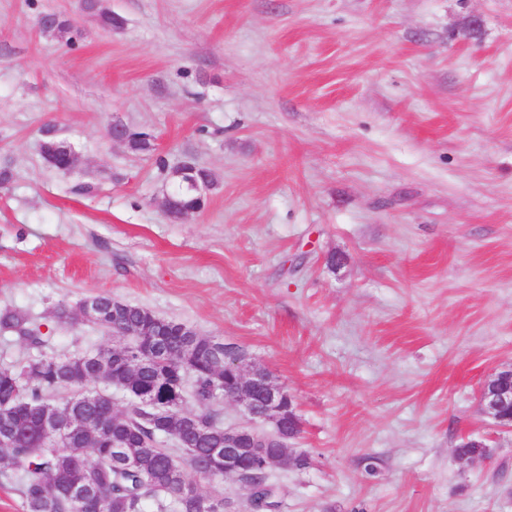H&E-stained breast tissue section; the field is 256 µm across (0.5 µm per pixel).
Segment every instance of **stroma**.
<instances>
[{
  "label": "stroma",
  "mask_w": 512,
  "mask_h": 512,
  "mask_svg": "<svg viewBox=\"0 0 512 512\" xmlns=\"http://www.w3.org/2000/svg\"><path fill=\"white\" fill-rule=\"evenodd\" d=\"M184 162L213 182L173 220ZM5 167L0 308L69 355L112 338L54 306L101 293L244 350L312 459L274 470L281 512H512L476 400L512 364V0H0ZM128 127L122 123H112V140L116 143L127 144ZM127 147L136 153H150L153 151L151 141L147 139V132L130 129ZM44 136L42 154L45 161L58 171L68 167L72 163L73 155L76 152L67 150L62 141L57 139L54 130L46 129Z\"/></svg>",
  "instance_id": "35a3bbf8"
}]
</instances>
